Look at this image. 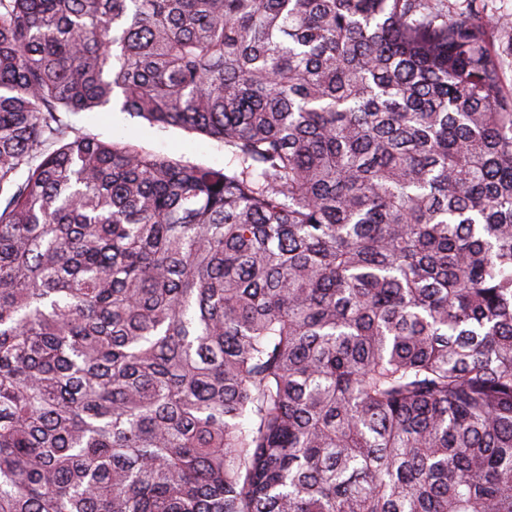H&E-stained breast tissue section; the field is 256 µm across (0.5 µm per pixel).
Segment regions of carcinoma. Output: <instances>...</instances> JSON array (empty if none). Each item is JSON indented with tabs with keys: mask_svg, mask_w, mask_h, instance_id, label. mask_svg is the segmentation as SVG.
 Returning <instances> with one entry per match:
<instances>
[{
	"mask_svg": "<svg viewBox=\"0 0 512 512\" xmlns=\"http://www.w3.org/2000/svg\"><path fill=\"white\" fill-rule=\"evenodd\" d=\"M505 28L0 0V512H512ZM62 119L100 140L129 139L144 150L174 158L183 156L194 162L224 167L227 156L224 145L178 127H161L129 112L114 111L101 114L64 113Z\"/></svg>",
	"mask_w": 512,
	"mask_h": 512,
	"instance_id": "obj_1",
	"label": "carcinoma"
}]
</instances>
